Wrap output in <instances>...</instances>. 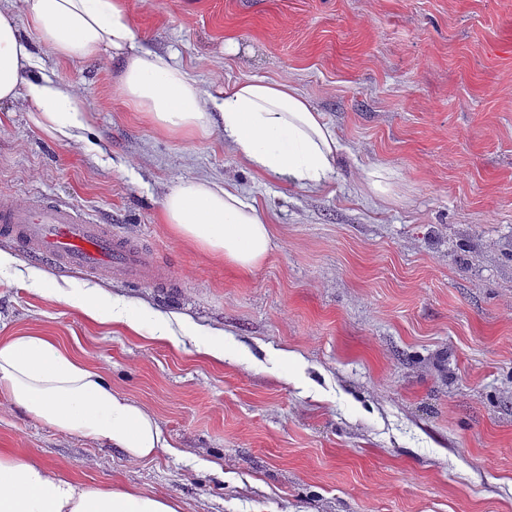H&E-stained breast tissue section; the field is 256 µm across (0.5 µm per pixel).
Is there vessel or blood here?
<instances>
[{"label":"vessel or blood","instance_id":"b4317fda","mask_svg":"<svg viewBox=\"0 0 512 512\" xmlns=\"http://www.w3.org/2000/svg\"><path fill=\"white\" fill-rule=\"evenodd\" d=\"M0 238L63 272L90 271L132 284L168 285L163 269L142 262L134 241L70 204L46 198L24 205L0 203Z\"/></svg>","mask_w":512,"mask_h":512}]
</instances>
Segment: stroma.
<instances>
[{
	"mask_svg": "<svg viewBox=\"0 0 512 512\" xmlns=\"http://www.w3.org/2000/svg\"><path fill=\"white\" fill-rule=\"evenodd\" d=\"M138 35L209 93L287 82L344 150L328 185L251 171L221 133L172 138L121 97L108 59L43 56L91 115L57 141L0 102V201L90 214L166 266L171 288L106 285L223 329L214 364L180 343L89 320L0 272V338L82 354L169 437L153 458L45 426L0 402V450L180 512H512V0H128ZM389 172L376 195L368 174ZM206 177L266 215L273 247L243 276L162 224L166 192ZM294 354L284 364L281 352Z\"/></svg>",
	"mask_w": 512,
	"mask_h": 512,
	"instance_id": "stroma-1",
	"label": "stroma"
}]
</instances>
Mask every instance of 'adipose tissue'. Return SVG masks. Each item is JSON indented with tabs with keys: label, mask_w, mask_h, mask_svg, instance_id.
<instances>
[{
	"label": "adipose tissue",
	"mask_w": 512,
	"mask_h": 512,
	"mask_svg": "<svg viewBox=\"0 0 512 512\" xmlns=\"http://www.w3.org/2000/svg\"><path fill=\"white\" fill-rule=\"evenodd\" d=\"M29 40L12 0H0V101L24 99L37 124L69 140L89 124L69 87L32 76L34 45L67 61L106 58L118 67V89L158 132L176 138L221 132L252 170L291 186L320 189L334 171L341 145L321 112L286 82L241 80L204 92L170 56L143 45L127 0H21ZM162 221L202 254L238 270L258 269L271 251L266 219L239 193L201 177L164 195ZM26 276L43 293L62 295L88 319L119 324L139 336L171 339L201 335L191 321L159 313L144 318L139 305L119 302L103 288H60L43 272ZM0 398L42 423L106 442L142 460L167 445L155 416L114 390L99 369L48 336L0 339ZM0 512H179L177 502L118 486L79 484L10 451L0 450Z\"/></svg>",
	"instance_id": "ef3b65f1"
}]
</instances>
